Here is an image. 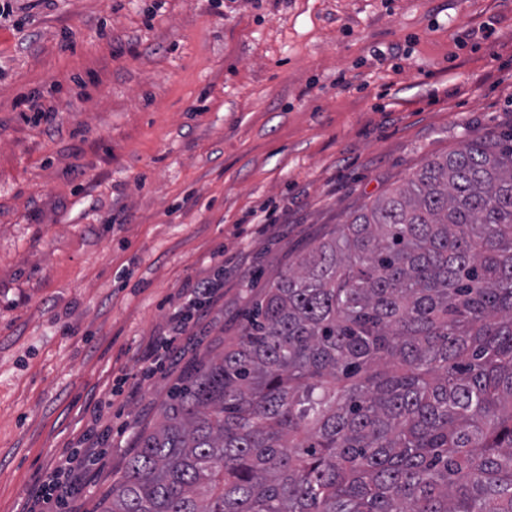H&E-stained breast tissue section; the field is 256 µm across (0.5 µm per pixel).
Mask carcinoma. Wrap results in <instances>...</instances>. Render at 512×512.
Masks as SVG:
<instances>
[{
  "mask_svg": "<svg viewBox=\"0 0 512 512\" xmlns=\"http://www.w3.org/2000/svg\"><path fill=\"white\" fill-rule=\"evenodd\" d=\"M102 512H512V132L427 160L264 289Z\"/></svg>",
  "mask_w": 512,
  "mask_h": 512,
  "instance_id": "obj_1",
  "label": "carcinoma"
}]
</instances>
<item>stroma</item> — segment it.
Listing matches in <instances>:
<instances>
[{
	"label": "stroma",
	"mask_w": 512,
	"mask_h": 512,
	"mask_svg": "<svg viewBox=\"0 0 512 512\" xmlns=\"http://www.w3.org/2000/svg\"><path fill=\"white\" fill-rule=\"evenodd\" d=\"M34 92L54 127L27 112ZM511 128L512 0H14L0 18V512H22L93 422L112 446L71 508L100 512L136 433L239 336L255 293L427 159ZM217 255L224 297L184 355L94 419Z\"/></svg>",
	"instance_id": "obj_1"
}]
</instances>
